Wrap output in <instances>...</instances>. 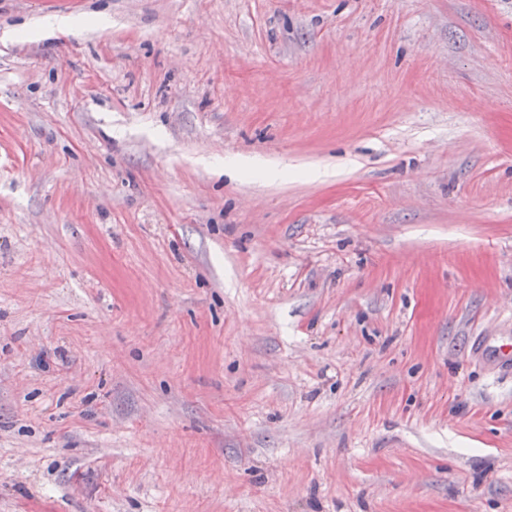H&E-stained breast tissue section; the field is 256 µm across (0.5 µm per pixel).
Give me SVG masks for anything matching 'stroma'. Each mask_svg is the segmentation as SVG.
<instances>
[{
    "label": "stroma",
    "mask_w": 512,
    "mask_h": 512,
    "mask_svg": "<svg viewBox=\"0 0 512 512\" xmlns=\"http://www.w3.org/2000/svg\"><path fill=\"white\" fill-rule=\"evenodd\" d=\"M505 342L512 0H0V512H512Z\"/></svg>",
    "instance_id": "1"
}]
</instances>
